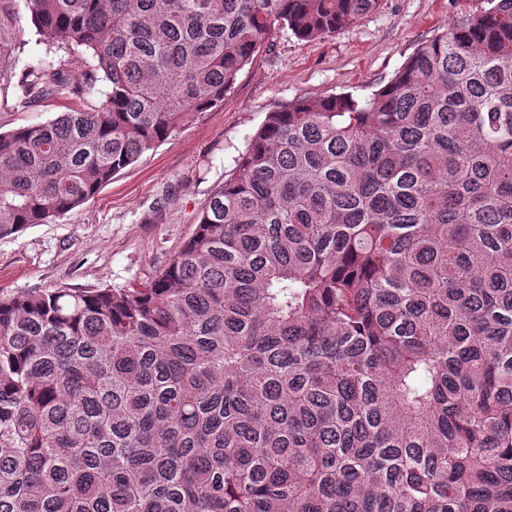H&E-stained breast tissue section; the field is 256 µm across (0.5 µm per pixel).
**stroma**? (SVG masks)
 Listing matches in <instances>:
<instances>
[{
  "mask_svg": "<svg viewBox=\"0 0 512 512\" xmlns=\"http://www.w3.org/2000/svg\"><path fill=\"white\" fill-rule=\"evenodd\" d=\"M484 6V0H380L374 11L331 37L304 40L276 31L219 107L121 170L83 206L0 237V294L151 279L192 232L267 112L333 92L365 97L404 64L419 41ZM9 24L21 42L14 73L48 63L81 68L78 55L47 51L28 10L19 9ZM68 107L62 99L22 106L13 84L0 78V132L49 121Z\"/></svg>",
  "mask_w": 512,
  "mask_h": 512,
  "instance_id": "35a3bbf8",
  "label": "stroma"
}]
</instances>
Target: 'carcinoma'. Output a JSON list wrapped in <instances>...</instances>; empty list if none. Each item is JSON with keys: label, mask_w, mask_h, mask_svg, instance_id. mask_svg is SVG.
<instances>
[{"label": "carcinoma", "mask_w": 512, "mask_h": 512, "mask_svg": "<svg viewBox=\"0 0 512 512\" xmlns=\"http://www.w3.org/2000/svg\"><path fill=\"white\" fill-rule=\"evenodd\" d=\"M23 2L92 64L18 77L74 106L0 133V236L218 107L275 30L379 0ZM486 3L370 95L267 113L151 280L0 296V512H512V0Z\"/></svg>", "instance_id": "cac0c4a2"}]
</instances>
